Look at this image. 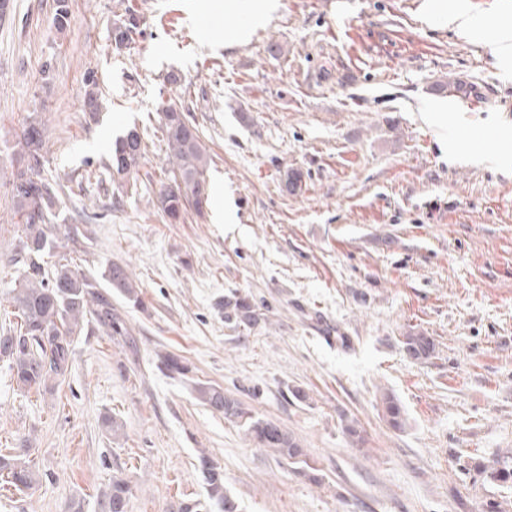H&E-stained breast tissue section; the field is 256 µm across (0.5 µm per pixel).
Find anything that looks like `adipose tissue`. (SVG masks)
<instances>
[{"mask_svg":"<svg viewBox=\"0 0 512 512\" xmlns=\"http://www.w3.org/2000/svg\"><path fill=\"white\" fill-rule=\"evenodd\" d=\"M424 19L431 25L445 26L481 44L498 68L512 70V25L503 21L476 23L471 0H443L441 6H424Z\"/></svg>","mask_w":512,"mask_h":512,"instance_id":"obj_1","label":"adipose tissue"}]
</instances>
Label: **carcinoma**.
I'll list each match as a JSON object with an SVG mask.
<instances>
[{"instance_id":"1","label":"carcinoma","mask_w":512,"mask_h":512,"mask_svg":"<svg viewBox=\"0 0 512 512\" xmlns=\"http://www.w3.org/2000/svg\"><path fill=\"white\" fill-rule=\"evenodd\" d=\"M71 24L68 0H57L54 25L59 33ZM143 33L138 11L131 5L113 23L110 37L117 50L129 49L136 36ZM83 109L99 110V87L95 75L86 73ZM159 124L171 152L170 182L161 185L159 210L168 224H178L187 207L195 206L200 213L206 198L198 196L205 186L204 174L208 155L199 130L183 107L169 103L159 113ZM45 128L37 119L29 120L17 136L11 157L10 192L22 221L20 256L23 273L12 297L17 318L13 330L0 335V362L7 368L17 389L30 393L48 387V381L65 374L74 353V341L84 325L93 322L110 337H121L131 343V336L122 316L112 309V301L99 291L93 278L80 272L74 259L62 253L51 271L42 265L45 254L67 247L60 225L52 223L60 206L55 185L42 176L45 163ZM144 155L143 139L136 129L117 136L112 141L106 168L117 195L128 193L129 179ZM111 287L138 303L139 293L130 274L122 267L112 266L107 275ZM255 304L246 295L234 293L224 298V319L237 327L248 329L260 319ZM405 356L414 361L434 357V339L421 331L410 330L399 339ZM160 369L169 377H185L189 365L178 355L159 356ZM196 399L203 405L224 414V418L244 428L245 435L262 448L296 465L297 472L313 483H320L318 469L308 454L279 425L252 414L237 399L224 393L219 386L194 385ZM383 417L396 431L406 427L403 406L391 393L380 398ZM31 448L23 444L7 453H0V476L16 490L25 492L40 486L39 471L29 459ZM199 467L206 485L209 507L216 512H237L235 501L224 489V471L205 451H200ZM466 469L473 470L487 481L502 486L512 484V457L489 460L471 459ZM131 494L128 482L116 476L103 494V512H126Z\"/></svg>"}]
</instances>
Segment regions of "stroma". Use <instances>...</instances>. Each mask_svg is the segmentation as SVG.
<instances>
[{
	"mask_svg": "<svg viewBox=\"0 0 512 512\" xmlns=\"http://www.w3.org/2000/svg\"><path fill=\"white\" fill-rule=\"evenodd\" d=\"M423 2L277 0L230 44L228 0H136L143 33L119 53L109 34L127 0H69L63 34L56 0H11L0 17V333L21 272L9 158L34 116L78 268L111 293L135 344L85 326L65 376L26 395L0 362V450L30 444L42 475L31 495L0 480V512H101L116 475L132 489L128 512H178L206 498L203 450L239 512H484L512 500L459 465L512 455V166L500 147L512 140V73L427 25ZM89 71L99 122L82 107ZM448 80L462 87L457 109L435 126L423 109ZM171 101L210 157L208 203L181 224L157 208L170 168L157 114ZM131 128L145 156L136 192L119 197L105 166ZM475 129L493 140L442 153L441 139ZM226 206L230 224L217 220ZM114 265L141 304L110 292ZM237 291L262 315L248 330L224 320ZM413 329L435 341L428 361L399 348ZM165 351L185 358L187 379L159 370ZM198 382L288 431L321 483L200 404ZM385 390L405 430L385 422ZM347 418L363 445L344 434ZM380 402L383 417L389 427L396 431L404 430L407 418L404 408L398 399L392 393L386 392L381 396Z\"/></svg>",
	"mask_w": 512,
	"mask_h": 512,
	"instance_id": "35a3bbf8",
	"label": "stroma"
}]
</instances>
